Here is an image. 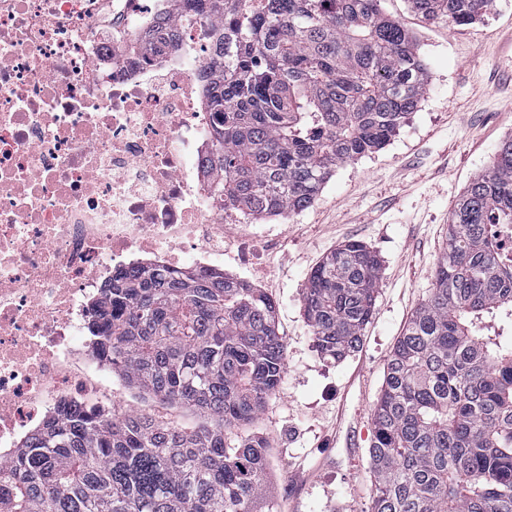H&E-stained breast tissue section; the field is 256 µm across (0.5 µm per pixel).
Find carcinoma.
Wrapping results in <instances>:
<instances>
[{
  "mask_svg": "<svg viewBox=\"0 0 512 512\" xmlns=\"http://www.w3.org/2000/svg\"><path fill=\"white\" fill-rule=\"evenodd\" d=\"M224 203L255 218L308 208L339 166L380 149L424 97L415 36L381 0H198ZM468 25L491 0H407ZM512 137L457 200L430 297L397 339L373 405L371 512H512ZM380 260L359 241L308 274L304 314L336 362L362 343ZM93 303L97 355L128 386L206 417L66 410L0 461V512H273L263 442L241 436L285 374L277 304L224 274L121 269Z\"/></svg>",
  "mask_w": 512,
  "mask_h": 512,
  "instance_id": "carcinoma-1",
  "label": "carcinoma"
}]
</instances>
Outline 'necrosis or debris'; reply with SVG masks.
<instances>
[{
	"label": "necrosis or debris",
	"mask_w": 512,
	"mask_h": 512,
	"mask_svg": "<svg viewBox=\"0 0 512 512\" xmlns=\"http://www.w3.org/2000/svg\"><path fill=\"white\" fill-rule=\"evenodd\" d=\"M163 17L177 42L143 49ZM220 25L181 0H0V457L61 409L111 412L85 323L113 270L223 271L247 215L214 191L201 103Z\"/></svg>",
	"instance_id": "necrosis-or-debris-1"
}]
</instances>
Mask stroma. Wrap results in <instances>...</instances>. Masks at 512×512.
<instances>
[{
    "label": "stroma",
    "mask_w": 512,
    "mask_h": 512,
    "mask_svg": "<svg viewBox=\"0 0 512 512\" xmlns=\"http://www.w3.org/2000/svg\"><path fill=\"white\" fill-rule=\"evenodd\" d=\"M381 7L426 60L418 109L382 149L338 167L306 210L224 228L225 274L278 304L286 374L253 429L266 445L275 512H371L372 408L387 361L434 286L457 198L512 136V0H494L467 26L424 20L407 0ZM350 240L378 255L379 290L359 349L333 363L314 347L303 288Z\"/></svg>",
    "instance_id": "1"
}]
</instances>
